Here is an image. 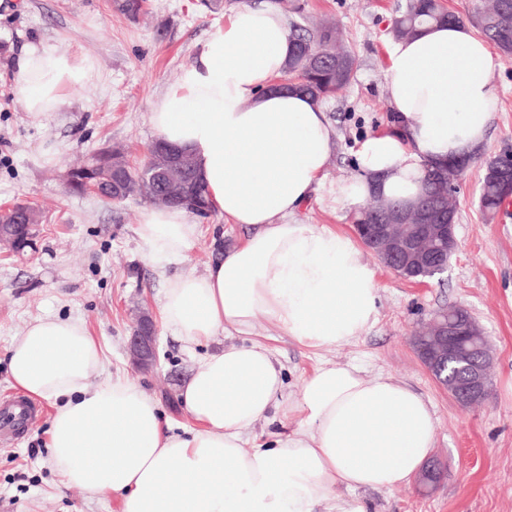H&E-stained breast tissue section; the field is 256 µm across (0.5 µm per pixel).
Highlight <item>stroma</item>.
I'll list each match as a JSON object with an SVG mask.
<instances>
[{"mask_svg": "<svg viewBox=\"0 0 512 512\" xmlns=\"http://www.w3.org/2000/svg\"><path fill=\"white\" fill-rule=\"evenodd\" d=\"M244 0H224L213 13L201 0H149L147 15L131 20L111 0H0V208L24 202L43 219L31 247L0 248V396L14 392L9 348L32 321L49 315L82 320L104 357V373L122 376L156 400L171 424L190 428L178 392L196 358L158 327L159 366L138 369L127 353L136 308L160 317L166 278L203 273L219 250L244 241L243 225L210 213L195 216L200 236L186 257L159 266L146 256L136 229L147 202H113L69 192L67 169L95 150L124 147L142 163L155 140L148 112L191 62L215 26ZM306 22L333 19L358 58L349 87L326 103L337 147L297 218L354 233V210L336 207L325 188L354 179L355 154L369 135L391 130L386 94L390 20L404 0H295ZM83 49L97 56L101 76L73 92L49 118L31 117L11 81V65L30 42ZM491 81L501 97L489 139L466 169L456 195L458 251L444 274L417 285L382 265L379 318L339 348L307 349L260 322L253 334L282 366L286 392L296 395L321 363H353L366 376L401 380L431 404L436 419L432 455L442 473L433 489L418 482L391 492L357 490L369 512H512V214L485 219L478 207L484 163L512 151V56L496 55ZM466 307L493 343L487 398L462 406L440 388L411 342L415 328L444 307ZM52 407L17 444L0 446V512H121L118 499L65 486L49 458Z\"/></svg>", "mask_w": 512, "mask_h": 512, "instance_id": "obj_1", "label": "stroma"}]
</instances>
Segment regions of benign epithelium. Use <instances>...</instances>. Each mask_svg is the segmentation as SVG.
I'll return each instance as SVG.
<instances>
[{"label": "benign epithelium", "instance_id": "obj_1", "mask_svg": "<svg viewBox=\"0 0 512 512\" xmlns=\"http://www.w3.org/2000/svg\"><path fill=\"white\" fill-rule=\"evenodd\" d=\"M493 168L502 186L512 188V152L494 158ZM444 194L455 196L459 178L445 167L436 168ZM454 216L442 212L400 211L387 204L379 210L373 228L370 250L386 268L403 276L419 271L424 279L440 275L447 269L443 255L458 249ZM156 327L151 316L142 313L128 339L133 360L149 368L156 361ZM420 360L435 381L459 402H474L486 392L491 355L484 329L472 318H459L442 311L432 318L426 330L413 336Z\"/></svg>", "mask_w": 512, "mask_h": 512}]
</instances>
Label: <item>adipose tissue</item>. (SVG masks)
I'll return each instance as SVG.
<instances>
[{
	"label": "adipose tissue",
	"instance_id": "ef3b65f1",
	"mask_svg": "<svg viewBox=\"0 0 512 512\" xmlns=\"http://www.w3.org/2000/svg\"><path fill=\"white\" fill-rule=\"evenodd\" d=\"M291 49L282 12L248 0L150 109L158 141L193 155L209 210L248 228L204 273L166 281L162 320L186 345L221 332L251 338L264 319L303 347L336 348L377 319L379 288L361 246L296 219L323 185L336 130L324 104L274 89ZM388 58L397 126L367 137L359 176L328 189L340 208L362 206L377 188L413 199L428 163L477 156L500 107L495 58L468 24L392 41ZM97 77L92 53L41 42L12 64L37 119ZM137 233L149 257L169 263L194 247L199 228L186 209L154 206ZM102 368L100 347L72 318L37 319L10 347L14 385L56 406L53 469L68 486L117 498L122 512H316L325 502L368 512L356 490L408 485L434 447V414L406 384L325 364L289 398L273 355L252 339L198 358L180 388L195 425L180 432L139 386L101 378ZM273 411L304 421L275 447H247L245 429Z\"/></svg>",
	"mask_w": 512,
	"mask_h": 512
}]
</instances>
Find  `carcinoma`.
<instances>
[{
    "instance_id": "cac0c4a2",
    "label": "carcinoma",
    "mask_w": 512,
    "mask_h": 512,
    "mask_svg": "<svg viewBox=\"0 0 512 512\" xmlns=\"http://www.w3.org/2000/svg\"><path fill=\"white\" fill-rule=\"evenodd\" d=\"M114 11L136 20L148 12V0H112ZM473 17L486 38L504 55H512V0H477L473 7ZM457 20L447 11L440 0H406L399 7L398 15L392 22L395 38L403 39L416 35L426 24H443ZM294 47L288 57L282 75L288 78L293 90L306 94L317 101L333 97L353 79L358 67L355 54L342 45L336 36V26L324 22L311 31L306 26L294 22L290 30ZM346 53V64L336 61V51ZM187 164H172L157 175L143 165L133 166L121 148H102L92 152L83 162L67 172L68 188L77 194H93L107 199L112 198V183L122 184L125 195L143 193L146 179L156 177L158 183L168 180L184 183L186 192L198 197H206V191L197 175L196 163L192 155L186 154ZM508 200L501 188L488 177H483L479 203L483 214L493 219ZM384 203L399 208L412 206H443L448 213L456 210L455 201L441 195L431 170H426L420 190L411 201L386 197Z\"/></svg>"
}]
</instances>
